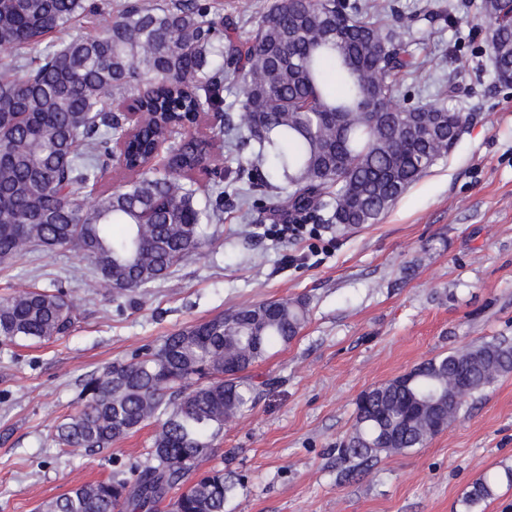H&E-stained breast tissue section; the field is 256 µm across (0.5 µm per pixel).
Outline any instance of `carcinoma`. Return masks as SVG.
I'll return each instance as SVG.
<instances>
[{"label":"carcinoma","instance_id":"obj_1","mask_svg":"<svg viewBox=\"0 0 512 512\" xmlns=\"http://www.w3.org/2000/svg\"><path fill=\"white\" fill-rule=\"evenodd\" d=\"M237 21L210 17L205 0L137 4L96 37L74 36L30 59L27 50L91 11L94 0H0V264L33 245L78 250L95 268L87 291L118 297L145 291L204 246L202 226L224 213V179L200 184L196 170L224 171L240 130L253 143L246 169L275 180L267 217L283 224H375L458 141L466 118L412 101L423 75L409 50L410 20L345 0H276L256 13L237 0ZM488 25L497 77L512 85V0H475ZM251 25L245 38L238 22ZM144 83L150 85L140 92ZM407 103L396 104L398 97ZM133 99L139 129L125 141L124 187L88 198L124 135L111 101ZM213 113L211 134L181 136L189 114ZM224 146L215 147V141ZM170 143L166 166L158 146ZM79 310L65 291L15 287L0 297V344L42 343L67 333ZM305 302L239 306L163 338L92 375L82 408L56 427L73 455L99 451L149 422L158 430L147 458L108 480L77 485L41 512H153L184 488L171 512H224L233 484L200 470L224 421L256 404L243 376L269 350L291 342ZM512 373V345L488 341L428 360L364 391L341 462L423 447L465 403ZM512 485V466L485 473L464 493L466 512Z\"/></svg>","mask_w":512,"mask_h":512}]
</instances>
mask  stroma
Listing matches in <instances>:
<instances>
[{"mask_svg":"<svg viewBox=\"0 0 512 512\" xmlns=\"http://www.w3.org/2000/svg\"><path fill=\"white\" fill-rule=\"evenodd\" d=\"M382 2L414 18L421 100L449 103L467 121L378 223L319 225L316 251L308 238L273 236L266 218L249 223L246 199L271 188H229L223 222L206 225L202 250L148 297L85 294L93 267L72 248L37 247L0 265V296L58 283L80 310L65 336L0 346V512H39L146 457L152 424L81 456L55 442L87 376L240 305L287 298L306 302V323L250 369L259 400L225 424L204 463L235 482L224 512H465L467 487L512 465V373L423 447L348 467L338 459L363 391L468 345L512 342V86L499 81L469 0ZM451 83L449 100L441 89Z\"/></svg>","mask_w":512,"mask_h":512,"instance_id":"1","label":"stroma"}]
</instances>
